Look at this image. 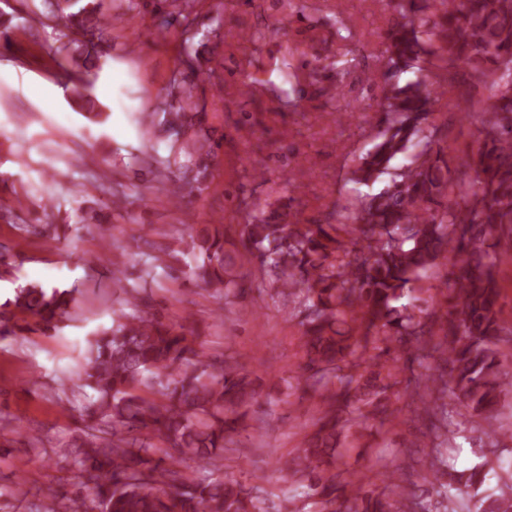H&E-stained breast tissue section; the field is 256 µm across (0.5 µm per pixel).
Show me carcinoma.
Masks as SVG:
<instances>
[{"mask_svg": "<svg viewBox=\"0 0 512 512\" xmlns=\"http://www.w3.org/2000/svg\"><path fill=\"white\" fill-rule=\"evenodd\" d=\"M58 0L54 18L69 42L102 39L105 17ZM396 19L387 33L383 68L388 87L381 101V126L372 147L348 181L369 185L399 156L408 158L392 183L336 211V222H305L283 206L244 224L245 252L226 248L224 225L206 224L190 235L194 264L190 282L234 305L246 294L239 268L258 262L273 276L277 293H300L304 327L299 338L306 381L322 416L302 454L284 462L292 483L303 489V512H392L405 493L400 468L392 463L366 477L336 470V427L360 426L377 415L381 401L424 388L445 394L481 420L495 445L512 441V429L496 425V409L512 393L499 347L512 330L499 307L496 257L490 248L512 239V0H387ZM160 26L177 22L185 45L195 19L163 12ZM425 55L451 61L461 71L448 89L421 76L402 75ZM482 85L494 101L482 110L481 146L473 161L480 177H460L447 153L434 147L439 127L430 122L439 98ZM75 86L82 108L103 117ZM169 111L139 113L140 127L159 123L171 137L169 155L149 156L167 171H195L196 189L207 178L213 153L208 128L191 93L173 85ZM151 269L173 268L183 252L165 247ZM451 264L445 303L414 288L427 272ZM417 291L414 302L400 300ZM136 307L86 340L77 371L91 392L82 427L69 447L66 468L79 489L54 484L42 493V512H265L257 495L236 480L213 476L224 467L235 437L247 430L257 392L231 354L209 359L185 326L167 320L138 288L123 289ZM73 291L34 283L15 289L0 304V337L19 332L53 336L71 316ZM484 462L439 482L435 461L422 481L437 484L438 500L412 504L424 512H512V472L503 478L488 454ZM491 492L482 491L488 478ZM470 490L469 500L457 492Z\"/></svg>", "mask_w": 512, "mask_h": 512, "instance_id": "carcinoma-1", "label": "carcinoma"}]
</instances>
